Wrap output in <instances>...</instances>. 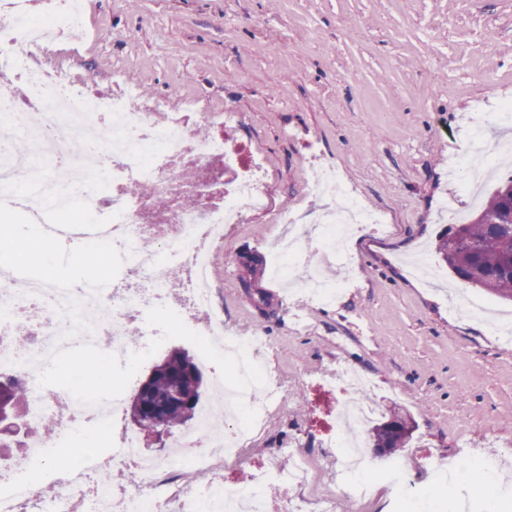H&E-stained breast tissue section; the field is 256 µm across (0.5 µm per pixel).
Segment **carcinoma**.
Here are the masks:
<instances>
[{
	"mask_svg": "<svg viewBox=\"0 0 512 512\" xmlns=\"http://www.w3.org/2000/svg\"><path fill=\"white\" fill-rule=\"evenodd\" d=\"M481 218L454 224L440 237L438 253L460 280L512 300V178L490 195ZM158 375L143 393L134 395L131 415L141 426L170 433L195 418L203 374L188 352L174 350L155 366ZM29 403L23 378L0 374V404L23 412ZM412 431L381 423L372 429L373 445L391 452L406 447Z\"/></svg>",
	"mask_w": 512,
	"mask_h": 512,
	"instance_id": "cac0c4a2",
	"label": "carcinoma"
}]
</instances>
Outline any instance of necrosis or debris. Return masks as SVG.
<instances>
[{
  "label": "necrosis or debris",
  "instance_id": "1",
  "mask_svg": "<svg viewBox=\"0 0 512 512\" xmlns=\"http://www.w3.org/2000/svg\"><path fill=\"white\" fill-rule=\"evenodd\" d=\"M55 0H44L46 23L31 21V0H0V210L19 211L40 225L50 239L76 237L95 247L118 253L126 278L111 289L76 285L64 279L31 278L18 269L0 270V371L23 376L29 383V421L55 419L59 431L78 422L111 425L121 408L112 401L81 395L83 373L69 386L47 391L49 367L81 345H109L112 358L124 361L132 353L125 330L144 314L169 306L171 295L162 271L185 268L189 276L180 304L181 316L206 339L204 358L232 357L237 393L216 386L203 416L175 433V450L167 463L142 448L136 429L113 438V466L133 468L140 476L136 488L100 482L104 464L89 457L76 480L59 484L45 512H167L179 502V512H304L302 501L270 495L272 484L302 486L309 477L304 458L283 471L269 464L253 465L249 486L226 477L217 463L210 427L215 415L234 420L224 433V453L240 455L250 429L261 418L260 405L243 406L245 396L258 392L275 399L269 375L258 356L261 333L249 337L224 331V320L213 307L210 264L213 248L222 243L227 225L241 223L245 214L266 203L260 174L263 160L242 159L216 127L234 124L232 108L207 112L195 96L183 97L179 107L166 101L143 103L137 86L125 83L116 92L93 90L92 80L71 78L55 65L39 61L45 44L75 41L85 31L84 14L76 6L60 11ZM512 122V101L482 114L470 140L471 152L482 162L459 163L453 177L471 190L490 160L512 154V140L488 141L489 127ZM25 184L17 192V184ZM321 194L336 199L340 209L317 221V237L339 263H347L344 244L369 224L379 223L335 171L315 177ZM134 185L151 187L167 197L169 210L151 220L152 200L131 193ZM88 215L71 221L76 205ZM154 237L159 249L147 250L142 241ZM305 242L297 233L285 237L274 256L278 274L299 281L311 299L327 306L341 285L304 273ZM35 330L38 339L27 346L11 337L19 330ZM338 382L350 402L344 403L336 427L323 434L324 447L339 448L351 465H358L360 445L354 434L363 414L373 413L366 382L350 367L337 369L333 380L313 381L322 390ZM57 445L55 437L32 434L21 460L0 465V512H24L33 495L32 470L42 465ZM192 473L188 486L171 489L162 466Z\"/></svg>",
  "mask_w": 512,
  "mask_h": 512
}]
</instances>
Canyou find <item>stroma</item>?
<instances>
[{"label": "stroma", "instance_id": "1", "mask_svg": "<svg viewBox=\"0 0 512 512\" xmlns=\"http://www.w3.org/2000/svg\"><path fill=\"white\" fill-rule=\"evenodd\" d=\"M85 12L94 37L79 58H65L66 75L107 91L121 77L148 104L174 107L200 94L212 111L234 108L228 140L266 162L267 204L228 231L212 282L226 327L264 332L280 401L225 471L245 483L253 463L287 469L299 452L311 477L288 495L308 507L336 497L337 512H420L427 499L434 512H457L454 491L419 460L470 466L481 449L512 448V342L493 336L482 317L452 311L448 293L510 315L512 302L458 279L435 246L449 224L479 209L448 169L467 153L475 110L512 98V0H85ZM318 163L382 217L379 228L351 237L350 271L331 254L318 257L323 279L350 282L328 310L283 287L265 262L252 273L241 263L247 253L269 257L283 212L312 229L324 204L312 187ZM421 253L439 285L410 270L408 258ZM151 320L161 336L135 339L129 362L86 379L91 393L135 394L171 351L199 355V343L168 334L177 313L159 310ZM340 365L371 376L383 409L413 418L411 441L392 459L420 496L371 469L372 496L340 499L344 464L321 444L329 400L307 385Z\"/></svg>", "mask_w": 512, "mask_h": 512}]
</instances>
